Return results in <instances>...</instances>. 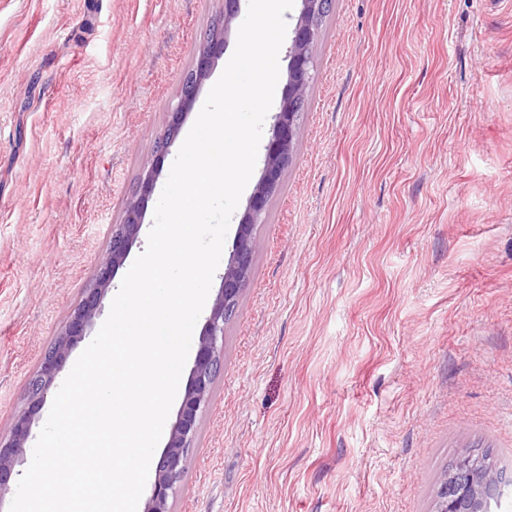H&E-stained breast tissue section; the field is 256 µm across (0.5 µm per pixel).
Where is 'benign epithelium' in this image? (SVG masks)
Instances as JSON below:
<instances>
[{
	"instance_id": "obj_1",
	"label": "benign epithelium",
	"mask_w": 512,
	"mask_h": 512,
	"mask_svg": "<svg viewBox=\"0 0 512 512\" xmlns=\"http://www.w3.org/2000/svg\"><path fill=\"white\" fill-rule=\"evenodd\" d=\"M302 4L288 50L287 82L275 115L273 134L265 146L261 176L238 224L235 246L224 268L219 294L200 334L182 402L156 465L143 512H170L169 500L176 495L185 471L189 448L197 433L199 412L208 402L213 381L222 368L224 323L235 312L239 293L249 278L253 254L258 246L253 228L260 222L269 199L280 186L299 138L298 115L312 79V49L326 0H302ZM237 9L238 0H224V15L218 20L217 33L200 51L195 68L185 77L181 98L170 112L155 158L144 167L135 191L126 200L124 222L112 225L108 248L96 263L94 277L84 286L80 302L29 379L27 408L14 417L10 435L0 437V500L18 474L16 467L25 461L36 417L55 389L67 358L93 328L101 299L138 238L161 162L192 109L200 86L210 76L215 59L227 45ZM511 486L512 480L508 478L476 475L470 467L469 457L463 456L440 484L434 512H492V509L502 507L506 489Z\"/></svg>"
}]
</instances>
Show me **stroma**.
Segmentation results:
<instances>
[{"label": "stroma", "mask_w": 512, "mask_h": 512, "mask_svg": "<svg viewBox=\"0 0 512 512\" xmlns=\"http://www.w3.org/2000/svg\"><path fill=\"white\" fill-rule=\"evenodd\" d=\"M224 0H0V436ZM172 512H433L512 469V0H332ZM511 478L497 475L477 476L469 457L459 458L437 491L434 512H492L500 509ZM449 488V490H448Z\"/></svg>", "instance_id": "35a3bbf8"}]
</instances>
